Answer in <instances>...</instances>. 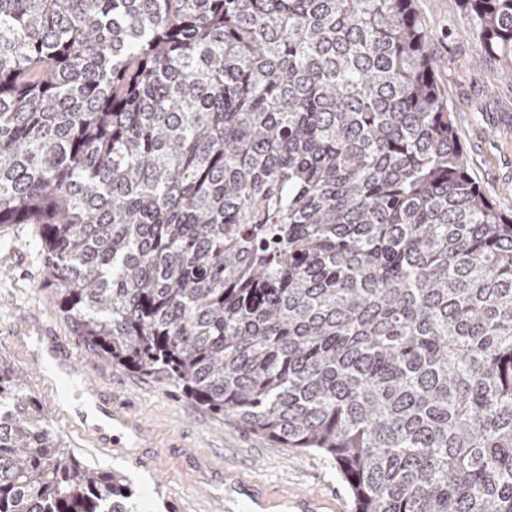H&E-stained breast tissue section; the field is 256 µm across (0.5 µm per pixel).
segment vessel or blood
Wrapping results in <instances>:
<instances>
[{
    "label": "vessel or blood",
    "mask_w": 512,
    "mask_h": 512,
    "mask_svg": "<svg viewBox=\"0 0 512 512\" xmlns=\"http://www.w3.org/2000/svg\"><path fill=\"white\" fill-rule=\"evenodd\" d=\"M18 343L68 429L93 447L108 449L128 461L148 464L145 448L150 438L146 426L124 408L103 399L101 386L88 364L74 360L58 337L42 332L19 337ZM205 494L218 503L221 512H236L243 502L249 512H318L312 496L269 498L231 471L225 472L223 487L206 489Z\"/></svg>",
    "instance_id": "vessel-or-blood-1"
}]
</instances>
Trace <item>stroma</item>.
Masks as SVG:
<instances>
[{
  "label": "stroma",
  "mask_w": 512,
  "mask_h": 512,
  "mask_svg": "<svg viewBox=\"0 0 512 512\" xmlns=\"http://www.w3.org/2000/svg\"><path fill=\"white\" fill-rule=\"evenodd\" d=\"M431 35L430 54L441 92L453 115L457 136L475 181L503 207L512 208V82L498 79L491 66H474L479 45L463 33L458 0H414ZM62 337L79 361L91 365L106 396L127 402L131 414L151 432L154 459L144 468L91 447L70 433L49 399L43 413L53 432L85 463L120 470L132 488L136 512H211L199 496L192 451L208 455L213 481L236 471L273 497L305 493L321 500V512H352L339 473L322 456L274 449L246 426L215 415L171 383L107 361L78 336L70 320L52 309L44 251L32 224H0V359L10 362L31 391L38 379L15 339L33 327Z\"/></svg>",
  "instance_id": "obj_1"
}]
</instances>
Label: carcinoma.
<instances>
[{
	"instance_id": "cac0c4a2",
	"label": "carcinoma",
	"mask_w": 512,
	"mask_h": 512,
	"mask_svg": "<svg viewBox=\"0 0 512 512\" xmlns=\"http://www.w3.org/2000/svg\"><path fill=\"white\" fill-rule=\"evenodd\" d=\"M512 79V0H459ZM0 224L102 355L353 512H512V211L413 0H0ZM0 359V512H131Z\"/></svg>"
}]
</instances>
